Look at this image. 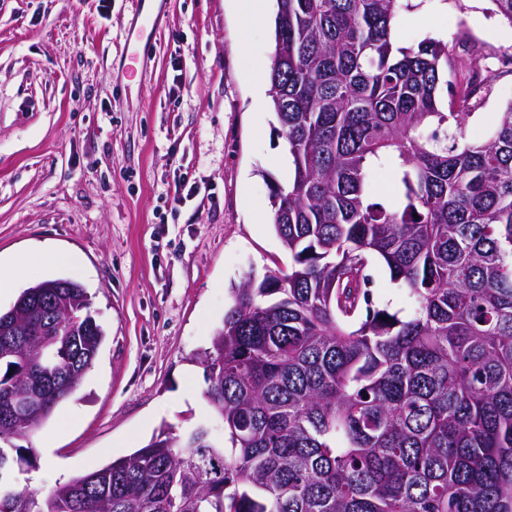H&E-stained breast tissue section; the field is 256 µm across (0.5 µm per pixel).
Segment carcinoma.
Returning <instances> with one entry per match:
<instances>
[{
  "instance_id": "carcinoma-1",
  "label": "carcinoma",
  "mask_w": 512,
  "mask_h": 512,
  "mask_svg": "<svg viewBox=\"0 0 512 512\" xmlns=\"http://www.w3.org/2000/svg\"><path fill=\"white\" fill-rule=\"evenodd\" d=\"M271 186L286 272L232 287L204 351L211 418L41 495L38 428L105 331L79 282L0 312V512H512V102L448 111V43L394 46L404 0H276ZM386 169L381 201L374 174ZM378 261L411 312L374 307Z\"/></svg>"
}]
</instances>
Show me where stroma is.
Wrapping results in <instances>:
<instances>
[{
    "label": "stroma",
    "instance_id": "35a3bbf8",
    "mask_svg": "<svg viewBox=\"0 0 512 512\" xmlns=\"http://www.w3.org/2000/svg\"><path fill=\"white\" fill-rule=\"evenodd\" d=\"M0 0V267L25 285L80 282L106 336L75 392L39 428L20 484L48 493L168 433L209 420L200 354L248 274L287 269L269 182L292 165L267 80L271 17L237 0ZM448 43L486 84L478 115L512 102V23L492 0H421L398 45ZM68 253L58 268L45 246ZM52 468H45V459Z\"/></svg>",
    "mask_w": 512,
    "mask_h": 512
}]
</instances>
